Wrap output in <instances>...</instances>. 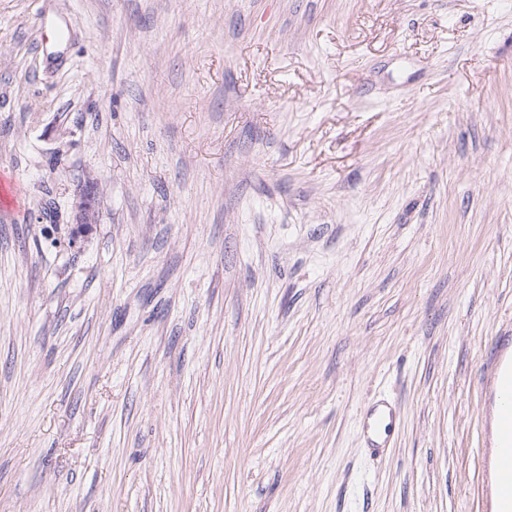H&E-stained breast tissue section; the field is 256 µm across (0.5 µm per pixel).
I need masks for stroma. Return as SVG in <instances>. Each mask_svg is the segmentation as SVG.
Returning a JSON list of instances; mask_svg holds the SVG:
<instances>
[{"mask_svg":"<svg viewBox=\"0 0 512 512\" xmlns=\"http://www.w3.org/2000/svg\"><path fill=\"white\" fill-rule=\"evenodd\" d=\"M0 180V512H495L512 0H0ZM93 197V188L88 185L80 192L74 203L75 223L70 224L67 242L70 248H78L91 225L97 224L98 215L94 208ZM398 416L397 409L391 403L373 404L362 413L361 432L374 455H380L388 448Z\"/></svg>","mask_w":512,"mask_h":512,"instance_id":"stroma-1","label":"stroma"}]
</instances>
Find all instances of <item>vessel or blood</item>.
Masks as SVG:
<instances>
[{
  "label": "vessel or blood",
  "mask_w": 512,
  "mask_h": 512,
  "mask_svg": "<svg viewBox=\"0 0 512 512\" xmlns=\"http://www.w3.org/2000/svg\"><path fill=\"white\" fill-rule=\"evenodd\" d=\"M489 378V399L497 404L494 438V492L499 502L512 505V338L502 336L484 368ZM398 412L392 404L376 403L360 417L361 432L373 454L389 446Z\"/></svg>",
  "instance_id": "obj_1"
}]
</instances>
